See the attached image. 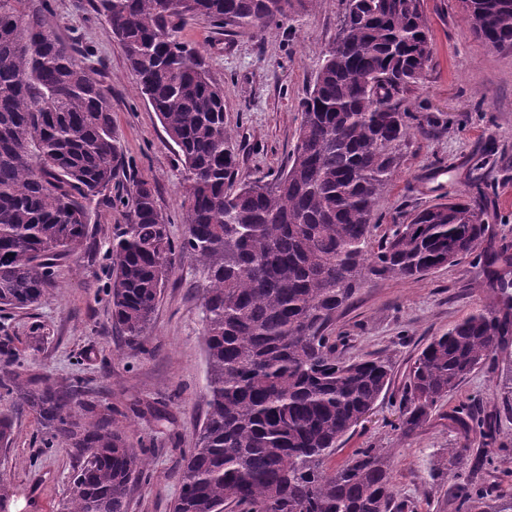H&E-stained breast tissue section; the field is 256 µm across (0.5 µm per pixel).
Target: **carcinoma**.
<instances>
[{"label": "carcinoma", "mask_w": 512, "mask_h": 512, "mask_svg": "<svg viewBox=\"0 0 512 512\" xmlns=\"http://www.w3.org/2000/svg\"><path fill=\"white\" fill-rule=\"evenodd\" d=\"M473 33L512 48V0H460ZM185 171L187 233L168 234L153 188L137 186L129 223L110 249L112 319L144 333L176 252L205 274L208 415L182 457L172 512H405L383 448L323 469L392 381L390 360H344L326 331L370 275L416 279L478 254L492 301L431 338L406 382L408 435L474 370L512 342V255L481 248L488 227L471 204L448 199L373 243L372 212L390 181L392 146L411 134L402 96L432 61L423 0H348L302 104L288 167L240 178L224 122V89L181 35L195 18L258 33L288 18L292 0H98ZM40 0H0V311L48 292L53 267L87 249L85 201L107 191L121 152L107 93L84 56L61 42ZM78 460L62 512H127L145 460L70 396L15 386ZM454 420L485 446L491 417L463 405ZM486 457L448 449L457 512H512L479 484Z\"/></svg>", "instance_id": "carcinoma-1"}]
</instances>
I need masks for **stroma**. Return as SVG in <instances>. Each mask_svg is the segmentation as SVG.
Listing matches in <instances>:
<instances>
[{
    "label": "stroma",
    "mask_w": 512,
    "mask_h": 512,
    "mask_svg": "<svg viewBox=\"0 0 512 512\" xmlns=\"http://www.w3.org/2000/svg\"><path fill=\"white\" fill-rule=\"evenodd\" d=\"M95 0H49L45 24L83 52L90 75L107 91L124 167L107 198L88 205V249L61 260L47 296L27 309L0 312V377L18 371L36 383L73 394L107 419L148 468L130 485L128 512H171L181 489L180 464L194 447L208 411L203 330L204 275L176 255L145 338L130 342L112 323L106 289L108 247L128 223L136 186H154L171 238L186 234L181 208L184 171L156 114L135 86L121 45ZM346 0L296 5L288 20L264 34L217 29L190 19L182 37L224 88L225 120L239 147V173L283 169L299 134L301 102L322 51L334 41ZM433 58L403 106L418 128L395 149L394 175L375 205V237L392 233L423 209L458 195L481 213L493 246L512 245V49L493 50L471 34L459 0H423ZM481 265L471 257L423 279L373 277L339 310L331 330L345 359L390 357L392 383L323 467L331 471L360 448H386L398 499L410 512H453L448 505V451L478 448L448 416L477 404L496 418L497 440L484 448L486 483L512 495V344L492 366L472 373L429 422L401 428L406 373L429 338L487 304ZM12 443L0 451V486L11 512H61L77 460L37 415L0 389V418Z\"/></svg>",
    "instance_id": "35a3bbf8"
}]
</instances>
